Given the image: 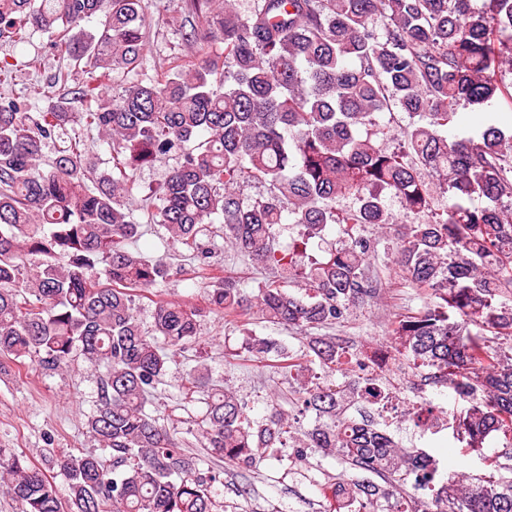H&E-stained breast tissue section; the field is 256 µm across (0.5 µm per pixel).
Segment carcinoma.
Segmentation results:
<instances>
[{
    "mask_svg": "<svg viewBox=\"0 0 512 512\" xmlns=\"http://www.w3.org/2000/svg\"><path fill=\"white\" fill-rule=\"evenodd\" d=\"M166 24L179 46L148 81L129 80L151 40L145 0H0V43L41 31L65 61L0 101V356L57 370L78 352L105 369L87 429L109 454L54 462L64 500L42 469L0 451V487L21 512H215L216 474L145 410L200 330V310L178 301L155 304L149 331L134 309V293L165 282L169 266L126 248L141 234L127 200L137 171L171 157L142 199L149 223L202 266L199 235L220 224L225 244L277 270L253 295L231 276L209 282L226 317L301 329L347 321L377 294L365 275L371 241L354 229L390 230L384 194L401 199L419 221L397 232V275L430 302L395 322L393 349L411 376L461 402L452 437L486 473L438 480L375 418L351 420L349 405L382 389L377 377L333 379L367 360L347 342L308 336L300 358L246 328L243 350L290 375L314 365L326 375L298 380L317 424L294 436L290 456L343 467L331 512H512V122L493 112L477 131L445 135L466 105L512 109V0H251L245 13L237 0H183ZM396 112L409 123L382 121ZM94 134L112 162L99 177ZM254 184L262 193L246 196ZM342 199L354 206L336 207ZM285 213L308 240L329 224L347 240L317 259L283 253ZM293 279L305 298L282 285ZM206 371L187 375L185 398ZM292 428L277 410L254 426L222 387L195 436L207 457L249 471ZM491 435L499 450L487 456Z\"/></svg>",
    "mask_w": 512,
    "mask_h": 512,
    "instance_id": "carcinoma-1",
    "label": "carcinoma"
}]
</instances>
